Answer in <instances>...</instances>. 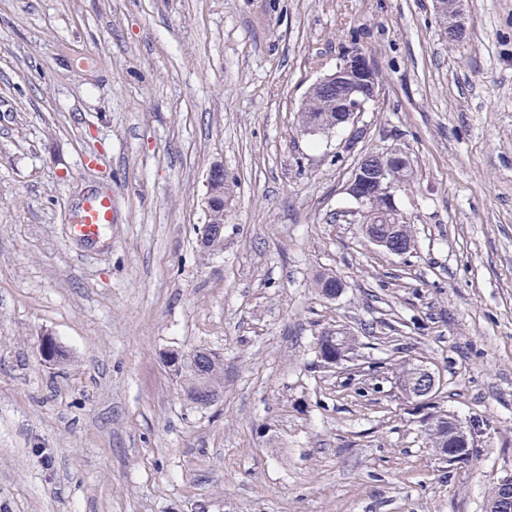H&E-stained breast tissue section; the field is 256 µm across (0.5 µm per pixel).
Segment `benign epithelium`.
I'll return each instance as SVG.
<instances>
[{"label":"benign epithelium","instance_id":"benign-epithelium-1","mask_svg":"<svg viewBox=\"0 0 512 512\" xmlns=\"http://www.w3.org/2000/svg\"><path fill=\"white\" fill-rule=\"evenodd\" d=\"M439 16L448 28L446 34L456 41L466 39L467 30L459 0H435ZM311 92L332 95L339 94L340 109L336 125L353 126V137L359 138L363 129L357 126V117L365 110V105L373 100L377 93L375 69L370 59L357 47H352L336 65V69L325 74L310 88ZM408 158L398 150L366 155L359 162L354 175L347 185V192L356 200L364 212L372 208L373 200L381 198L386 213L397 216L394 192L397 186L387 180L386 170L392 166H401ZM341 336V331L331 330L321 338L325 359L323 364L329 368L340 366L346 361L337 357L333 347ZM438 380L432 369L424 362L413 366L409 380L398 384L401 395L406 400L422 404L432 403L437 392ZM475 448L472 428L462 421L454 422L452 446L450 452L442 453L441 458L459 461ZM489 512H512V477L498 483V496L488 507Z\"/></svg>","mask_w":512,"mask_h":512}]
</instances>
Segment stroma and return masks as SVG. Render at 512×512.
Here are the masks:
<instances>
[{
  "label": "stroma",
  "mask_w": 512,
  "mask_h": 512,
  "mask_svg": "<svg viewBox=\"0 0 512 512\" xmlns=\"http://www.w3.org/2000/svg\"><path fill=\"white\" fill-rule=\"evenodd\" d=\"M463 8L452 43L434 0H0V512H485L512 475V0ZM354 46L378 83L363 136L303 133ZM392 149L401 256L346 191ZM93 193L116 220L90 243ZM333 329L356 338L343 369L316 353ZM196 349L224 365L207 407L166 364ZM404 360L472 463L430 448ZM112 197L95 196L85 205L80 224L75 226L76 235L81 240H93L101 232L104 224H112ZM411 369L412 364L409 361L400 364L396 370L398 380L405 381ZM397 384L404 399L431 404L437 392L438 380L432 369L425 362H421L414 364L409 380L405 384Z\"/></svg>",
  "instance_id": "obj_1"
}]
</instances>
